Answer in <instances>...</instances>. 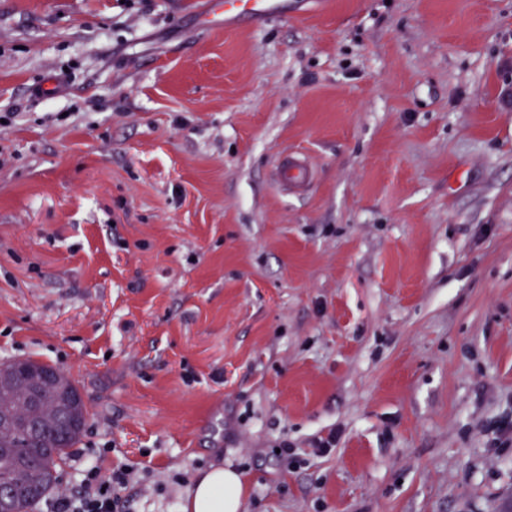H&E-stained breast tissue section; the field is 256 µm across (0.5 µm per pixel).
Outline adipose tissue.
I'll use <instances>...</instances> for the list:
<instances>
[{
	"label": "adipose tissue",
	"instance_id": "obj_1",
	"mask_svg": "<svg viewBox=\"0 0 512 512\" xmlns=\"http://www.w3.org/2000/svg\"><path fill=\"white\" fill-rule=\"evenodd\" d=\"M241 508V478L221 467L203 473L188 491L184 504V512H240Z\"/></svg>",
	"mask_w": 512,
	"mask_h": 512
}]
</instances>
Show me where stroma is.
<instances>
[{"mask_svg":"<svg viewBox=\"0 0 512 512\" xmlns=\"http://www.w3.org/2000/svg\"><path fill=\"white\" fill-rule=\"evenodd\" d=\"M1 358L128 512H512V0H0ZM278 0H217L224 4V17L256 19L276 12ZM276 184L290 193L306 191L313 180V167L305 155L290 153L279 158L274 167ZM242 486L240 475L224 467L203 473L186 496L184 512H240Z\"/></svg>","mask_w":512,"mask_h":512,"instance_id":"1","label":"stroma"}]
</instances>
